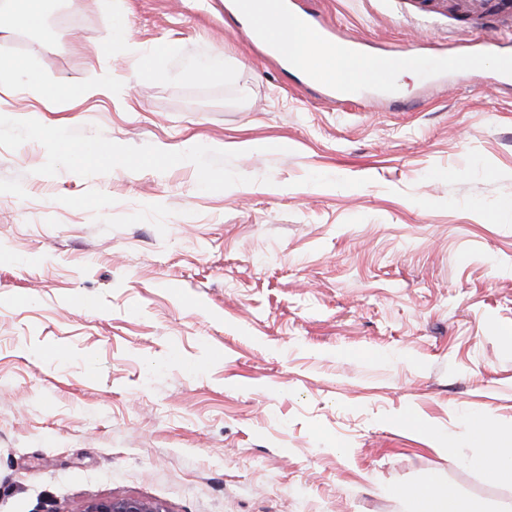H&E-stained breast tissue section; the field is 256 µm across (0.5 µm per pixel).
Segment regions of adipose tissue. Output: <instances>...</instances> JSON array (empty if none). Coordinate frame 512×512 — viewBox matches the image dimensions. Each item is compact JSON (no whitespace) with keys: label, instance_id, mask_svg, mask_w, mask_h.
Returning <instances> with one entry per match:
<instances>
[{"label":"adipose tissue","instance_id":"obj_1","mask_svg":"<svg viewBox=\"0 0 512 512\" xmlns=\"http://www.w3.org/2000/svg\"><path fill=\"white\" fill-rule=\"evenodd\" d=\"M45 9L44 0H0V32L19 26L30 30L41 29L45 21ZM269 29L273 32L289 30L288 39L281 43L282 51L287 54L301 51L317 53L322 74L335 80L337 84L352 87L373 76L383 80L391 75L386 66L367 62L333 46L319 45L315 31L292 26L287 18L277 17L270 20ZM410 499L415 512H473L470 502L432 481L412 491Z\"/></svg>","mask_w":512,"mask_h":512}]
</instances>
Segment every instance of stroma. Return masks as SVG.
<instances>
[{"instance_id": "35a3bbf8", "label": "stroma", "mask_w": 512, "mask_h": 512, "mask_svg": "<svg viewBox=\"0 0 512 512\" xmlns=\"http://www.w3.org/2000/svg\"><path fill=\"white\" fill-rule=\"evenodd\" d=\"M225 2L127 0L118 48L109 0L0 33L38 82L0 87V512H413L431 478L512 512L468 431L512 444V85L432 80L483 25L316 0L422 64L333 107ZM110 20L112 26V44L122 46L129 42L130 24L124 0L111 1ZM85 512H162L159 506H151L140 500L121 497L93 501L86 506Z\"/></svg>"}]
</instances>
